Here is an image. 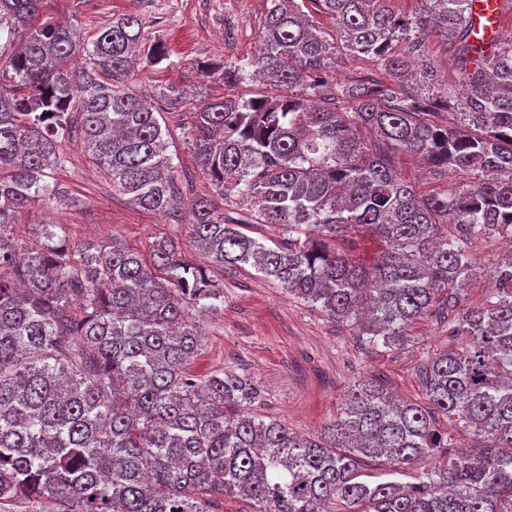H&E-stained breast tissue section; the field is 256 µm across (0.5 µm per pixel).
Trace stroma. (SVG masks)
<instances>
[{
  "mask_svg": "<svg viewBox=\"0 0 512 512\" xmlns=\"http://www.w3.org/2000/svg\"><path fill=\"white\" fill-rule=\"evenodd\" d=\"M57 10L77 21L86 35L120 16L134 14L140 17L146 38L139 53H146L152 43L165 45L169 66L140 69L129 86L156 103L171 88L187 93L184 104L169 106L162 115L171 133L167 153L177 166L181 203L166 213L130 204L126 196L113 191L110 180L75 135L63 145L66 166L47 177L49 185L62 190V198L47 197L22 209L10 228L11 236L31 245L37 239L38 225L60 224L71 242L116 243L143 253L157 238L173 240L224 290V303L217 313L198 319L200 351L189 366L190 373L233 369L249 375L261 389V399L252 407L254 414L274 417L300 434H318L358 379L376 380L401 398L423 402L426 357L459 342L442 315L415 325L406 348H373L355 336L351 326L288 297L253 267L225 276L221 267L193 246L188 205L202 197L217 199L218 194L188 146L192 112L200 104L241 92L219 75L204 76L200 68L216 62L237 63L255 54L267 0H57ZM397 166L401 176L421 193L457 184L454 175L434 171L409 155L401 156ZM507 253V247L497 240L476 246L474 258L482 274L467 288L466 304L473 306L485 299L491 286L488 273Z\"/></svg>",
  "mask_w": 512,
  "mask_h": 512,
  "instance_id": "1",
  "label": "stroma"
}]
</instances>
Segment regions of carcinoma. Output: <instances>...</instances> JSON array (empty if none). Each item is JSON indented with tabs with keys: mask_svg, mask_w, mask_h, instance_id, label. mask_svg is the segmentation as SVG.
Segmentation results:
<instances>
[{
	"mask_svg": "<svg viewBox=\"0 0 512 512\" xmlns=\"http://www.w3.org/2000/svg\"><path fill=\"white\" fill-rule=\"evenodd\" d=\"M54 2L0 0V39L16 45L0 69V505L217 512L231 496L245 512H512V261L481 306H463L473 246L512 241V35L489 54L476 49L473 0H428L408 19L390 0H314L334 34L299 0H270L262 47L223 65L224 83L242 84L251 68L270 92L194 112L188 145L226 205H249L288 233L268 248L197 199L193 242L213 264L254 267L373 347H402L418 320L459 308L449 324L467 340L426 359V402L359 380L324 431L303 438L253 414L260 390L247 375L188 373L200 346L193 315L217 311L222 295L174 241L145 256L72 243L60 224L40 226L36 249L8 235L19 209L59 194L45 177L65 164L74 131L129 202L176 203L160 108L126 86L140 18L85 37L51 16ZM440 37L458 43L457 96L434 83L423 49ZM408 52L433 86L428 98L397 82ZM347 55L394 82L327 80ZM166 60L158 42L144 64ZM400 154L464 179L419 193L396 172ZM364 231L377 250L358 260L339 239ZM440 416L487 445L415 483L360 481L370 459L403 471L451 447Z\"/></svg>",
	"mask_w": 512,
	"mask_h": 512,
	"instance_id": "carcinoma-1",
	"label": "carcinoma"
}]
</instances>
